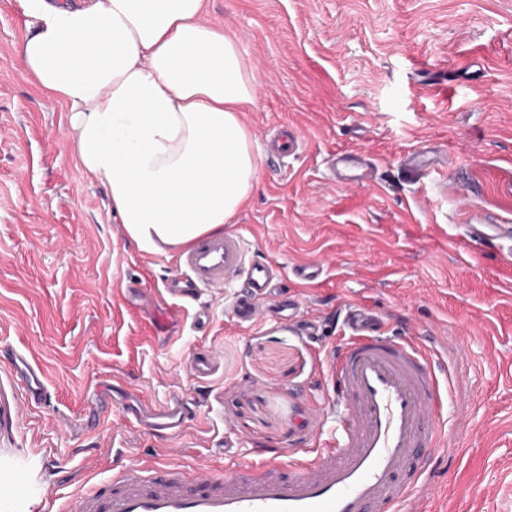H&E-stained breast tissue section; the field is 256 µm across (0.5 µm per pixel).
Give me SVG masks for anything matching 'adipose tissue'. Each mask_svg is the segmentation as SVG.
I'll list each match as a JSON object with an SVG mask.
<instances>
[{
	"label": "adipose tissue",
	"instance_id": "obj_1",
	"mask_svg": "<svg viewBox=\"0 0 512 512\" xmlns=\"http://www.w3.org/2000/svg\"><path fill=\"white\" fill-rule=\"evenodd\" d=\"M30 81L68 113L73 157L127 237L176 253L233 223L258 170L250 61L207 0H19Z\"/></svg>",
	"mask_w": 512,
	"mask_h": 512
}]
</instances>
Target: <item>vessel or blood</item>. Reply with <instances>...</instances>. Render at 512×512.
Masks as SVG:
<instances>
[{"instance_id": "b4317fda", "label": "vessel or blood", "mask_w": 512, "mask_h": 512, "mask_svg": "<svg viewBox=\"0 0 512 512\" xmlns=\"http://www.w3.org/2000/svg\"><path fill=\"white\" fill-rule=\"evenodd\" d=\"M366 165L360 156L342 155L332 159L329 177L345 180ZM179 265L181 275L168 289L176 298L243 276L231 308L246 328L258 323L261 303L277 297L273 266L248 260L238 235L203 237ZM373 323L363 310L347 314L351 336L329 366L343 413L320 447L295 457L268 449L243 472L221 477L132 460L79 494L74 512H399L415 491L432 488L424 477L425 449L448 444L440 389L447 362L423 343L374 334ZM13 361L24 366L23 389L41 399L39 367L18 351Z\"/></svg>"}]
</instances>
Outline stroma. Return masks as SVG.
Returning a JSON list of instances; mask_svg holds the SVG:
<instances>
[{
    "label": "stroma",
    "instance_id": "35a3bbf8",
    "mask_svg": "<svg viewBox=\"0 0 512 512\" xmlns=\"http://www.w3.org/2000/svg\"><path fill=\"white\" fill-rule=\"evenodd\" d=\"M203 20L238 41L258 94L241 115L257 184L224 231L279 266L299 319L244 328L232 289L166 293L176 255L127 241L71 155L64 107L25 75L17 0H0V456L66 512L132 459L225 474L262 448L318 447L330 426L294 418L335 412L328 356L364 306L382 335L433 330L459 349L437 494L411 512H512V0H208ZM351 152L371 180L331 181ZM476 211L494 243L467 238ZM312 261L321 276L300 284L292 267ZM15 350L43 373L41 402H25ZM176 400V433L145 427Z\"/></svg>",
    "mask_w": 512,
    "mask_h": 512
}]
</instances>
